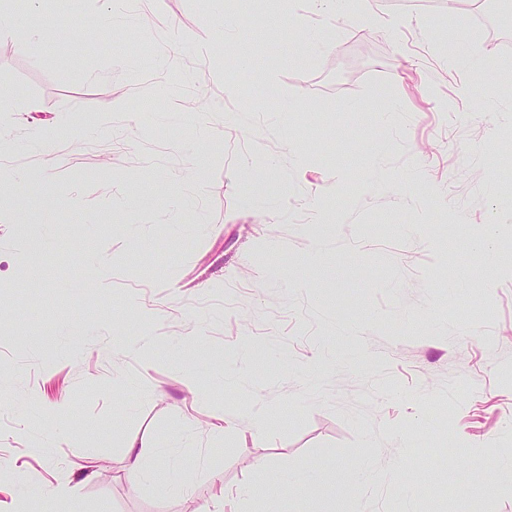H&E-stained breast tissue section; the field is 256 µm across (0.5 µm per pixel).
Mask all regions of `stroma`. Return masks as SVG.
I'll return each instance as SVG.
<instances>
[{"mask_svg":"<svg viewBox=\"0 0 512 512\" xmlns=\"http://www.w3.org/2000/svg\"><path fill=\"white\" fill-rule=\"evenodd\" d=\"M368 5L376 22L336 31L306 0H118L110 23L77 0L96 27L46 28L37 56L0 33V186L27 208L0 198V512L22 487L28 512H512V476L492 470L512 459V19L492 34L466 6ZM297 15L333 49L299 60ZM457 41L490 61L478 79L449 70ZM284 92L303 107L276 112ZM74 117L82 137L56 134ZM266 161L271 213L245 194ZM47 224L54 248L32 250ZM141 335L151 353L128 351ZM132 441L166 449L181 488L132 482ZM364 457L376 481L345 495L235 494L261 468ZM65 483L77 501L52 496Z\"/></svg>","mask_w":512,"mask_h":512,"instance_id":"stroma-1","label":"stroma"}]
</instances>
